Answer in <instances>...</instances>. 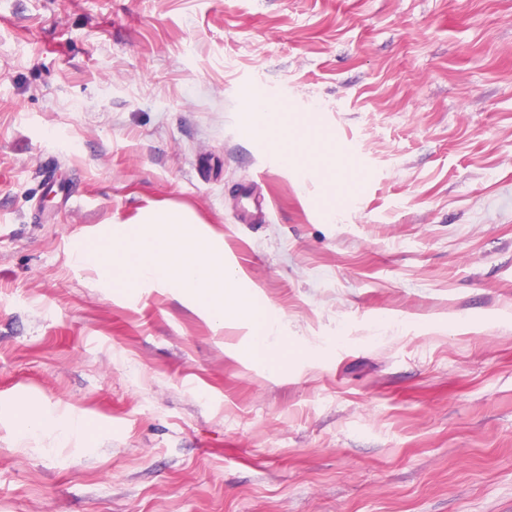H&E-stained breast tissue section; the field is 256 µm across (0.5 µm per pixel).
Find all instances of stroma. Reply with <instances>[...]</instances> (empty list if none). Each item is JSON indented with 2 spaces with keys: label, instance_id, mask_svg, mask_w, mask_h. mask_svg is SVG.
Listing matches in <instances>:
<instances>
[{
  "label": "stroma",
  "instance_id": "stroma-1",
  "mask_svg": "<svg viewBox=\"0 0 512 512\" xmlns=\"http://www.w3.org/2000/svg\"><path fill=\"white\" fill-rule=\"evenodd\" d=\"M259 91L342 168L273 163ZM169 208L275 373L74 267ZM0 512H512V0H0Z\"/></svg>",
  "mask_w": 512,
  "mask_h": 512
}]
</instances>
